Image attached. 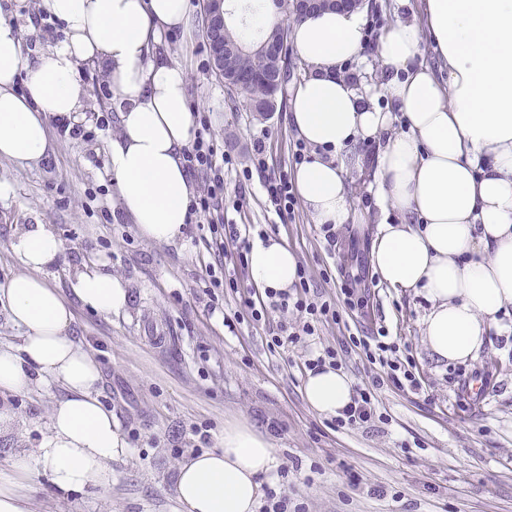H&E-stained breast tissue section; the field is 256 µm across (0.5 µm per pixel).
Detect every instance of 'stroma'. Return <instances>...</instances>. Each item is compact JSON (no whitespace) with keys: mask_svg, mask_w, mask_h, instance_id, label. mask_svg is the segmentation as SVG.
Masks as SVG:
<instances>
[{"mask_svg":"<svg viewBox=\"0 0 512 512\" xmlns=\"http://www.w3.org/2000/svg\"><path fill=\"white\" fill-rule=\"evenodd\" d=\"M188 4L185 26L164 33L161 48L187 73L190 112L207 121L232 161L224 171L226 202H233L239 182L247 184L246 201L240 211H229V220L282 239L305 268L312 291L339 294L347 273L364 290L355 309L339 308L338 321L285 349L269 347L280 312L228 329L225 315L244 313L242 294L253 286L247 265L227 249L224 269L237 286L209 297L205 267L215 256L198 224H189L184 237L169 245L147 241L130 224L108 170L109 143L119 130L109 109L111 93L96 71L82 69L87 99L76 120L81 134L51 131L52 153L30 166L0 157V280L18 269L10 250L16 226L44 224L65 246L46 276L63 295L71 293L70 273L92 263L128 286L129 304L118 313L101 316L77 303L72 309L75 336L100 365V400L111 408L129 450L113 461L106 488L63 494L48 474L35 472L28 488L32 512H180L178 464L219 449L225 424L236 422L269 436L278 469L286 467L288 474L277 469L262 482L286 491L306 512H512V355L490 340L475 360H437L423 337L425 296L387 287L375 274L370 242L381 217L371 177L376 143L356 145L362 165L347 174L352 206L368 223L337 228L331 246L304 206L291 220L280 219L267 200L263 173L253 172L247 181L243 170L261 139L270 168L293 174L297 138L286 102L304 69L289 56L277 111L257 119L247 97L228 91L215 73L202 0ZM42 13V0H0V14L29 33L25 58L64 37L62 22L52 18L33 30L31 17ZM381 326L409 348L423 389H380L378 408L388 423L332 428L309 409L298 364L307 351L339 346L349 335ZM459 370L489 376L480 400L457 396ZM63 395L56 387H35L0 397L1 470L11 469L19 455L36 454Z\"/></svg>","mask_w":512,"mask_h":512,"instance_id":"1","label":"stroma"}]
</instances>
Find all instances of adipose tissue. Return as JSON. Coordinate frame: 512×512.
<instances>
[{"label": "adipose tissue", "mask_w": 512, "mask_h": 512, "mask_svg": "<svg viewBox=\"0 0 512 512\" xmlns=\"http://www.w3.org/2000/svg\"><path fill=\"white\" fill-rule=\"evenodd\" d=\"M65 37L23 56L19 27L0 18V157L28 165L52 150L48 122L75 119L85 86L80 63L95 66L112 90L120 132L109 168L123 211L145 238H182L193 191L184 153L193 118L186 72L155 50L162 33L185 25L188 0H45ZM423 22L394 19L379 38L386 67V108L370 86L343 76L363 53L364 10H324L293 24L294 51L306 71L288 95L290 123L312 158L295 171V188L313 223L356 220L346 159L362 140L384 137L372 178L384 208L370 249L382 282L423 292L430 310L424 337L436 357L476 359L499 315L512 305V0H423ZM437 66L417 63L423 40ZM23 92H16V83ZM19 273L0 281V307L23 333L20 346L0 344V395L60 385L50 433L35 457L0 472V512H30L21 486L38 469L57 491L79 493L112 483V462L127 452L111 409L96 394L98 363L73 333L74 312L45 280L63 250L43 224H27L11 242ZM296 254L280 241H256L251 280L291 287ZM74 298L108 316L125 309L124 283L98 268L76 271ZM309 408L336 416L353 396L340 370L308 374ZM275 450L245 424L224 428L221 449L191 455L177 468L182 512H255L261 476Z\"/></svg>", "instance_id": "adipose-tissue-1"}]
</instances>
